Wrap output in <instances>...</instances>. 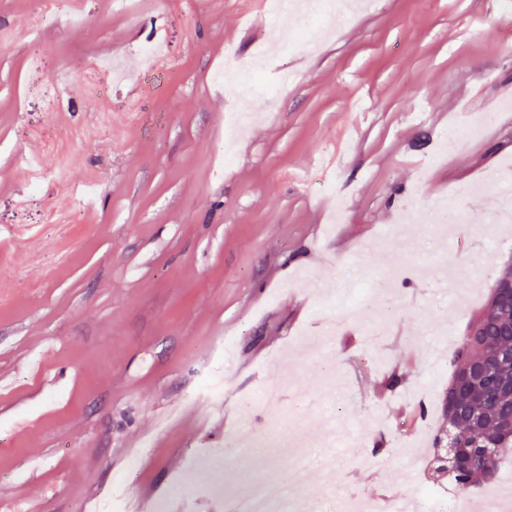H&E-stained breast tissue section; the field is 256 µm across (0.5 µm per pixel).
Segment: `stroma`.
<instances>
[{
	"mask_svg": "<svg viewBox=\"0 0 512 512\" xmlns=\"http://www.w3.org/2000/svg\"><path fill=\"white\" fill-rule=\"evenodd\" d=\"M68 7L46 21L43 0H0V512H84L133 461L130 498L209 512L197 491L215 474L187 468L195 449L298 424L318 457L333 375L348 407L336 426L361 446L336 471L312 467L306 496L323 512L331 486L417 496L430 472L409 477L387 429L443 426L450 359L512 240L467 198L454 237L382 233L454 187L512 185V14L371 0L333 18L334 35L314 23L269 59L294 78L227 163L213 149L241 86L216 70L280 40L264 0ZM151 37L164 57L140 86L99 69L137 64ZM455 122L481 128L421 170ZM380 302L395 310L382 336ZM226 339L223 402H188ZM281 366L272 419L258 396Z\"/></svg>",
	"mask_w": 512,
	"mask_h": 512,
	"instance_id": "1",
	"label": "stroma"
}]
</instances>
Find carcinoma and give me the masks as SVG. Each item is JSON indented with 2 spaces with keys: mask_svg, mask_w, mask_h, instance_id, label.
<instances>
[{
  "mask_svg": "<svg viewBox=\"0 0 512 512\" xmlns=\"http://www.w3.org/2000/svg\"><path fill=\"white\" fill-rule=\"evenodd\" d=\"M511 351L512 299L505 297L471 319L462 346L452 356L455 379L475 362L484 370L480 378L445 391L448 427L456 432L457 444L470 449L467 462L454 472L463 487L489 485L500 469L503 454L496 445L512 425V397L499 392L497 379L500 359Z\"/></svg>",
  "mask_w": 512,
  "mask_h": 512,
  "instance_id": "1",
  "label": "carcinoma"
}]
</instances>
